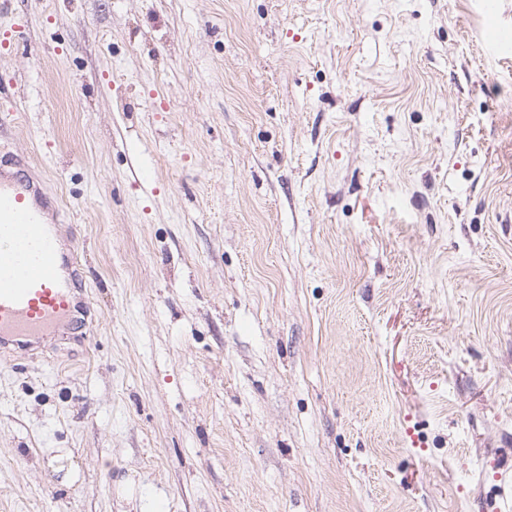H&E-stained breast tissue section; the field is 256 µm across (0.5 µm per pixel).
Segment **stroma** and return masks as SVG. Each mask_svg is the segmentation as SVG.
Instances as JSON below:
<instances>
[{
    "label": "stroma",
    "instance_id": "35a3bbf8",
    "mask_svg": "<svg viewBox=\"0 0 512 512\" xmlns=\"http://www.w3.org/2000/svg\"><path fill=\"white\" fill-rule=\"evenodd\" d=\"M512 0H15L0 155L93 326L0 357V512H512Z\"/></svg>",
    "mask_w": 512,
    "mask_h": 512
}]
</instances>
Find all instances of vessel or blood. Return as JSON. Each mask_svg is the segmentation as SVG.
I'll use <instances>...</instances> for the list:
<instances>
[{"instance_id": "b4317fda", "label": "vessel or blood", "mask_w": 512, "mask_h": 512, "mask_svg": "<svg viewBox=\"0 0 512 512\" xmlns=\"http://www.w3.org/2000/svg\"><path fill=\"white\" fill-rule=\"evenodd\" d=\"M52 198L20 157L0 158V351L27 350L75 319L82 276Z\"/></svg>"}]
</instances>
